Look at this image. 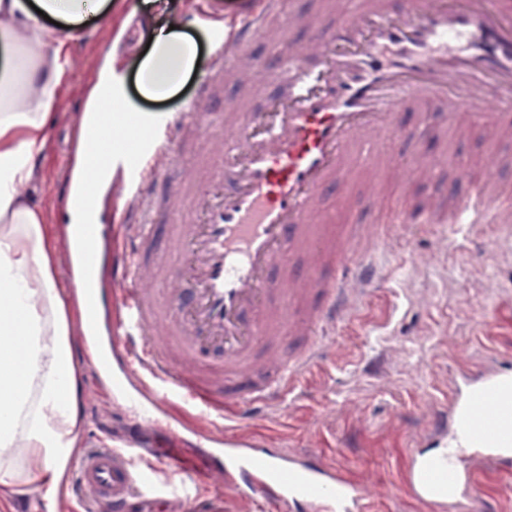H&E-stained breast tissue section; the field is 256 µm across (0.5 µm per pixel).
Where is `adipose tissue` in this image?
<instances>
[{"label": "adipose tissue", "mask_w": 512, "mask_h": 512, "mask_svg": "<svg viewBox=\"0 0 512 512\" xmlns=\"http://www.w3.org/2000/svg\"><path fill=\"white\" fill-rule=\"evenodd\" d=\"M109 0H0V497L38 490L54 502L79 452L84 421L78 409L80 371L72 354V303L56 276V254L42 212L27 190L37 181L47 147V123L58 108L56 89L71 68L63 29L104 22ZM165 17L157 51L141 63L148 95H166L177 75L192 71L196 48ZM124 82L105 66L86 93L78 151L124 154L109 143L99 113L119 110Z\"/></svg>", "instance_id": "1"}]
</instances>
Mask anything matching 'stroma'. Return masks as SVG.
<instances>
[{
  "instance_id": "1",
  "label": "stroma",
  "mask_w": 512,
  "mask_h": 512,
  "mask_svg": "<svg viewBox=\"0 0 512 512\" xmlns=\"http://www.w3.org/2000/svg\"><path fill=\"white\" fill-rule=\"evenodd\" d=\"M196 2L157 0L151 7L145 0H112L122 32L107 24H89L69 34L72 69L49 119L41 176L31 192L51 238H58L63 219L59 175L72 153L86 90L96 82L103 57L119 60L135 113L182 111L195 94L196 73L181 78L174 95L151 100L140 95L136 72L162 11L182 18V33L196 43L200 57H208L211 27L196 17ZM249 52L265 67L251 77L253 92L220 82L208 104L214 115L223 114L225 102L240 98L258 112L285 93L286 83L276 78L283 67L279 47L258 37ZM375 150L408 159L434 156L444 163L432 183H406L400 171L384 172L378 189L381 198L391 202L404 190L413 204L462 191L463 171L477 175L483 166H495L492 149L476 133L446 140H397L386 133ZM380 262L385 274L359 305L354 325L325 338L327 374L306 380L300 398L285 400L277 415L256 420L253 429L288 448L322 452L344 466L367 485L377 512H415L397 480L407 446L429 419L426 390L459 365L481 361L474 338L486 311H494L502 324H512V223L478 230L452 224L444 234L410 224L381 250Z\"/></svg>"
}]
</instances>
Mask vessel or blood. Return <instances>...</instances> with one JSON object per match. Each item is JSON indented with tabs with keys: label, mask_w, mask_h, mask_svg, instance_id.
Returning a JSON list of instances; mask_svg holds the SVG:
<instances>
[{
	"label": "vessel or blood",
	"mask_w": 512,
	"mask_h": 512,
	"mask_svg": "<svg viewBox=\"0 0 512 512\" xmlns=\"http://www.w3.org/2000/svg\"><path fill=\"white\" fill-rule=\"evenodd\" d=\"M282 0H245L232 29L216 30L194 99L158 112L151 137L113 158L117 195L95 186L89 155L70 191L81 221L64 227L63 270L82 292L75 339L99 375V399L162 434L159 468L214 490L153 485L126 448L89 447L58 512H224L237 500L257 512H373L343 466L282 447L252 423L277 412L327 355L325 334L354 319L381 265L363 249L369 225L325 221L323 194L345 211L367 209L384 170L431 181L441 165L375 153L380 134L409 132L402 110L429 106L512 112V0H329L321 15L290 18L312 37L286 48L288 92L261 112L228 107L221 151L186 162L188 135L208 133L216 83L248 79L261 62L256 33L282 39L270 21ZM478 125L488 143L512 145V122ZM512 219V190L488 172L419 212L399 205L383 237L405 224ZM487 355L429 392L432 423L408 450L400 485L423 512H493V480L512 475L503 419L512 407V335L480 337Z\"/></svg>",
	"instance_id": "1"
}]
</instances>
